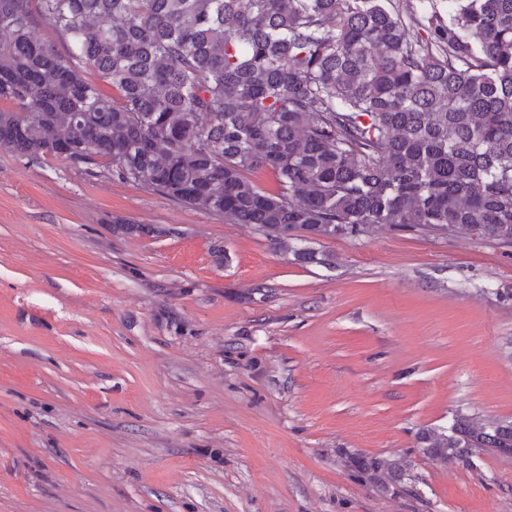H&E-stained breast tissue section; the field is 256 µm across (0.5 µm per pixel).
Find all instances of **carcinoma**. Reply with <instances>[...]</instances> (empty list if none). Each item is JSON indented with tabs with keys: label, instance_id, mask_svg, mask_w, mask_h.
Here are the masks:
<instances>
[{
	"label": "carcinoma",
	"instance_id": "obj_1",
	"mask_svg": "<svg viewBox=\"0 0 512 512\" xmlns=\"http://www.w3.org/2000/svg\"><path fill=\"white\" fill-rule=\"evenodd\" d=\"M408 2L0 0V148L222 214L299 263L371 228L512 247V0ZM419 444L470 467V448L512 454V420L457 411ZM349 466L382 493L413 480Z\"/></svg>",
	"mask_w": 512,
	"mask_h": 512
}]
</instances>
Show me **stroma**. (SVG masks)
<instances>
[{
    "label": "stroma",
    "mask_w": 512,
    "mask_h": 512,
    "mask_svg": "<svg viewBox=\"0 0 512 512\" xmlns=\"http://www.w3.org/2000/svg\"><path fill=\"white\" fill-rule=\"evenodd\" d=\"M315 248L0 150V512H512V455L417 440L512 420V248ZM351 454L410 461L411 491ZM418 439L425 457L470 467L474 462L468 448H479L481 454H512V420L477 422L472 415L456 411L448 426L423 428Z\"/></svg>",
    "instance_id": "obj_1"
}]
</instances>
